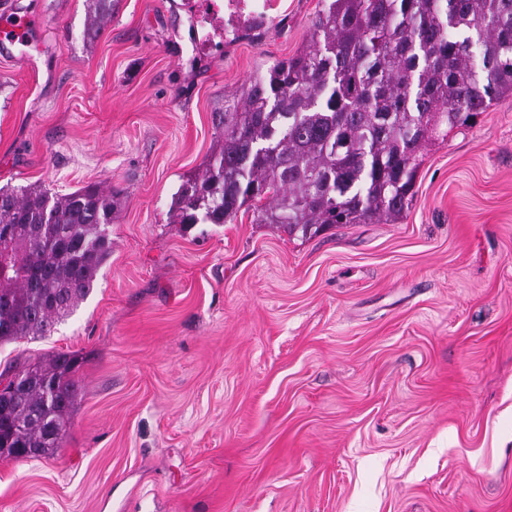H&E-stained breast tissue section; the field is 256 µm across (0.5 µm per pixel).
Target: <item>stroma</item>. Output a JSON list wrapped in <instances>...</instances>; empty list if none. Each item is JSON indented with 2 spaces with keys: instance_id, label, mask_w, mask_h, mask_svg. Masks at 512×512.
<instances>
[{
  "instance_id": "obj_1",
  "label": "stroma",
  "mask_w": 512,
  "mask_h": 512,
  "mask_svg": "<svg viewBox=\"0 0 512 512\" xmlns=\"http://www.w3.org/2000/svg\"><path fill=\"white\" fill-rule=\"evenodd\" d=\"M0 0V186L118 193L93 292L22 359H79L55 452L0 512H512V97L437 141L401 223H171L213 112L303 51L320 0ZM210 32L200 42L198 25ZM112 0H93L89 5L88 29L99 33L112 14ZM9 14L0 19V45L12 53L18 51L24 57L22 48L34 43L32 38L38 29L39 20L32 14Z\"/></svg>"
}]
</instances>
